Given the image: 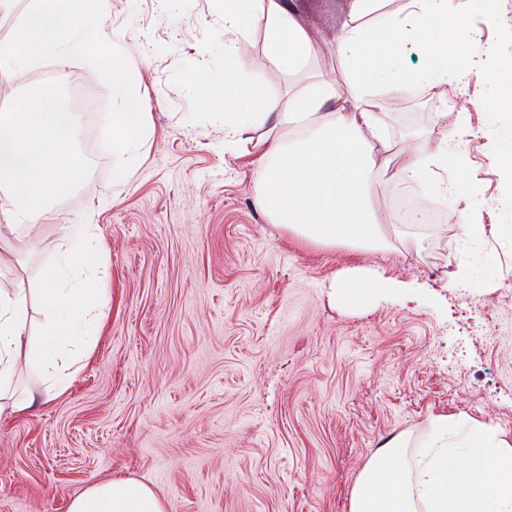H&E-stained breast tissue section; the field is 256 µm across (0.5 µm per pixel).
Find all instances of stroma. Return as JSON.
<instances>
[{
    "label": "stroma",
    "instance_id": "35a3bbf8",
    "mask_svg": "<svg viewBox=\"0 0 512 512\" xmlns=\"http://www.w3.org/2000/svg\"><path fill=\"white\" fill-rule=\"evenodd\" d=\"M319 33L339 31L351 0H295ZM512 0L497 15L467 10L480 53L495 41L512 51ZM137 88L147 90L148 140L129 189L112 184L117 107L112 76L75 57L61 93L80 94L77 144L83 178L59 196L54 224H33L0 250V286L35 287L62 221L93 208L107 252L98 272L111 296L94 354L54 396L34 367L18 365L16 393L33 392L25 413L0 417V512H67L71 500L112 477L147 484L165 512H348L351 489L388 439L417 449L434 417L464 413L512 439V238L460 240L461 199L442 192L440 220L405 226L396 201H424L425 189L391 178L373 194L379 221L402 227L395 249L299 247L255 203L251 156L225 150L224 130L189 78L224 75V17L215 0H111L106 20ZM244 75L295 89L314 72L349 94L343 63L322 51L300 72L281 73L262 31L242 44ZM512 73L449 91L458 107L482 103L483 120L512 146V116L497 109V84ZM396 146L421 139L432 152L441 106L424 89L373 94ZM463 150L486 210L512 225V193L488 165L484 139ZM377 264L401 279L429 282L409 310L377 294L354 310L334 303L332 276ZM468 272L459 292L441 279ZM500 281L495 291L486 282Z\"/></svg>",
    "mask_w": 512,
    "mask_h": 512
}]
</instances>
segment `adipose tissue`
I'll use <instances>...</instances> for the list:
<instances>
[{
	"instance_id": "ef3b65f1",
	"label": "adipose tissue",
	"mask_w": 512,
	"mask_h": 512,
	"mask_svg": "<svg viewBox=\"0 0 512 512\" xmlns=\"http://www.w3.org/2000/svg\"><path fill=\"white\" fill-rule=\"evenodd\" d=\"M14 0H0V16H12L9 35L0 39V88L33 65L47 62L56 69L57 83L69 78L71 60L92 53L112 72V90L120 105L105 117L112 135V188L129 186L148 131L145 98L128 87V68L105 19L109 0H29L14 13ZM224 14V82L213 86L195 81L203 105L224 126V146L255 156L252 179L255 201L290 237L305 247L340 244L358 253L389 248L388 235L371 205L383 160L393 150L377 103L367 92L383 84L402 92L424 87L439 103H447L449 88L467 94L471 85L502 68L512 69V53L493 43L459 63L454 77L441 70L437 57L409 66L407 43L429 44L431 37L454 44L474 39V31L459 20L458 0H402L393 13L381 10V0H352L350 17L330 38L315 36L307 20L289 0H218ZM262 30L269 58L283 73L308 63L312 55L333 50L346 67L353 94L343 97L334 82L318 78L290 97L267 81L243 75L239 44L253 30ZM275 119L274 133L246 143L243 130ZM475 134L468 111L455 114L444 140L455 151L436 152L403 160L396 178L426 183L440 171L459 172L456 184L464 206L459 212L460 236L472 242L489 235L512 236V225L487 223L478 184L469 160L458 147ZM76 116L63 108L47 87L0 108V226L18 233L31 224L51 223L56 216L47 205L52 196L79 180L83 163L73 145ZM104 250L94 225L68 224L42 266L39 285L0 289V413L28 410L33 396L16 397L12 381L18 361L37 367L52 389L65 392L79 358L90 356L110 301L95 274ZM428 282L406 281L388 269L355 265L330 283V295L340 304L360 308L376 293L389 292L402 303L424 297ZM38 303L42 322L37 334L27 332L31 303ZM68 512H165L147 485L116 477L94 484L75 497Z\"/></svg>"
}]
</instances>
